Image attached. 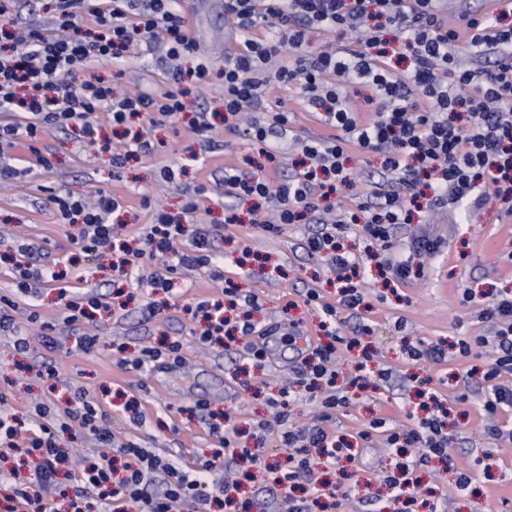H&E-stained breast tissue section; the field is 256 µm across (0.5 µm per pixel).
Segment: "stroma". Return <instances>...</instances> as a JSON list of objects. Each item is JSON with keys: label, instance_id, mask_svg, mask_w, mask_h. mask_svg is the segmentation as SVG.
Segmentation results:
<instances>
[{"label": "stroma", "instance_id": "stroma-1", "mask_svg": "<svg viewBox=\"0 0 512 512\" xmlns=\"http://www.w3.org/2000/svg\"><path fill=\"white\" fill-rule=\"evenodd\" d=\"M177 9L186 18L190 35L204 48L211 68L222 69L229 52L238 46L224 19V0H178ZM266 105L269 110L291 114V135L281 141L286 153H293L295 139L328 133L312 114L304 112L294 90H270ZM184 127L181 121L154 127L153 140L167 142L168 151L130 160L118 172L112 169V148L123 136L106 122L91 144L84 142L75 127L50 131L42 140L48 160L44 167H27L23 159L29 151L24 147L1 153L18 174L0 186V295L14 298L17 325L28 336L30 347L17 352L12 336L0 335V393L6 394L12 412L22 419L35 404L44 401L62 407L80 390L117 409L124 400H137L144 418L133 428V435L159 457L191 468L198 460L210 458L217 440L203 422L184 415V408L195 400H206L213 409L235 412L243 429L269 419L272 410L266 395L297 381L303 365L301 351L286 342L289 327L311 336L318 333L320 312L305 304L304 289H319L325 301L334 303L339 299V283L322 257L304 248L306 237L318 231V224H285L278 233L269 234L255 225L250 202L225 196V164L245 165L253 154L243 130L218 122L210 131L190 136L184 134ZM167 168L173 170V180L164 178ZM65 191L88 197L100 192L119 196L124 206L120 233L133 243L154 219L153 209L142 206L143 197L162 203L176 216L182 214L188 198H196L199 210L192 219L216 235L221 247L216 264L181 271L177 280L181 293L175 305L166 306L165 294L141 286L137 273L118 276L112 269V255L99 258L83 251L79 226L65 225L52 201L53 195ZM229 206L237 213L238 223L225 224ZM420 226L430 229L441 242L423 277L389 283L378 274L374 260L367 259L363 303L358 311L341 314L344 336H354L359 323L371 325V366L392 371L389 382L374 380L365 389H351L348 405L336 413L335 432L358 446L363 473L359 480L344 478L349 498L343 510L392 512L388 502L378 499L368 479L392 469L397 457L379 440L365 442L358 434L375 417L400 429L411 426L416 410L415 379L436 380L453 372L458 380L447 395L454 461L470 466L489 452L498 463L490 471H476L464 492L456 490L452 470L438 462L424 466L421 477L426 486L445 496L446 512H512V441L490 434L483 411L485 391L466 377L472 365L484 362V350L473 347L468 356L444 365H416L402 353L407 339L428 346L486 334L490 324L486 313L494 296L512 290V213L506 204L495 201L469 210L462 220L454 205H428L413 223L395 228L396 243H403ZM22 241L30 246L27 260L32 267L66 272L63 284L41 282L34 293L16 295L7 257ZM247 247L255 258L242 270L236 260ZM218 271L234 279L243 293L257 295L261 305L253 314L254 340L264 346L266 358L247 388L241 384L239 352L201 351L195 324L185 311L186 305L220 291L222 280L214 277ZM465 288L474 295L467 304L461 301ZM87 293L103 295L110 309L89 323H65L66 295ZM153 304L160 306V313L150 312ZM33 311L55 323L54 346H45L39 326L28 324L27 316ZM398 321L403 322V331H395ZM84 333L99 336V345L88 353L72 351L73 337ZM164 335L182 340L188 362L185 369L127 370L112 349L113 344H124L132 356ZM50 362L59 370L54 380L44 370Z\"/></svg>", "mask_w": 512, "mask_h": 512}]
</instances>
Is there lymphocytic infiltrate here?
<instances>
[{"mask_svg": "<svg viewBox=\"0 0 512 512\" xmlns=\"http://www.w3.org/2000/svg\"><path fill=\"white\" fill-rule=\"evenodd\" d=\"M57 34L39 27L24 34L0 25V112L11 121L0 123V146L25 143L36 162L46 164L38 144L52 128L79 126L92 134L96 115L106 111L116 126L134 133L112 151V166L124 168L138 155L159 152L158 143L145 138L142 122L158 125L185 110V80L202 85L218 83L224 89V124L245 125L254 151L264 164L250 172L229 166L224 185L230 196L274 202L275 220L265 224H308L316 220L322 201L352 189L355 181L348 168L350 150L372 152L379 158L383 177L395 182L392 190L375 189L370 200L357 203L351 223L361 225L372 243L385 255L379 268L396 280L422 277L425 262L440 242L428 231L411 238L404 257L389 255L391 231L408 224L425 193L435 203L451 200L466 207H482L490 200L512 202V26L502 15L471 18L465 30L449 27L435 7V0H224V14L237 33L239 47L224 67L209 68L195 39L186 29L176 0H53ZM272 27V36L258 37L257 29ZM340 31L352 36L355 47L345 53L313 48L311 34ZM465 47L470 65L457 52ZM162 53L173 85L159 94L120 92L113 79L94 70L97 61L122 65L138 49ZM195 66L183 70V60ZM294 88L304 111L331 128L329 137L301 138L297 148L302 167H283L274 131H287V113L264 116L268 86ZM367 90L365 104H357L352 89ZM53 202L62 219L81 227L83 250L89 254L124 251L123 266L144 267L145 259L167 255L174 262L165 272L149 277L154 290L173 293L178 269L211 264L218 249L213 235L198 233L189 250H181L182 223L155 208L154 221L142 240V248L125 247L111 223L120 212L117 196L99 194L95 202L72 192L55 195ZM342 225L326 224L305 240L306 251L324 254L329 269L343 282L338 303L323 301L318 289L305 292V301L321 308L319 330L325 340L313 346L312 363L302 373L296 389H280L271 404L274 421L257 424L253 447L241 446L233 413L212 423L218 447L211 458L192 469L148 451L134 437H117L110 426L111 413L96 399L78 395L72 406L56 412L39 403L27 421L0 411V458L14 459L9 471L0 470V484L7 488L6 512H176L193 506L205 512L211 501H220L224 512H247L237 500V481L217 479L224 458H231L243 478L264 479L279 489L288 512H336L341 482L318 480L316 464L336 466L352 457L350 446L326 430L348 397L337 387V349L358 345V337L340 335L337 325L342 310L358 309L362 302L360 262L337 243ZM257 307L256 295H239L233 280H225L219 295L196 301L195 315L206 323L198 345H243L249 359L261 362L265 355L253 342L255 326L246 322L233 327L227 312L238 302ZM494 331L474 341L459 340V355L471 346L490 348L480 381L485 386L484 411L496 415L512 410V291L498 293L490 307ZM185 360L179 338L166 337L144 347L129 360L135 371L174 369ZM432 404L426 416L402 431L388 427L386 419H372L361 431L363 440L373 434L384 438L388 449L408 446L414 454L398 474L380 476L378 482L398 505L397 512H415L419 501L418 469L430 459L451 460L448 410L437 387L421 392ZM307 399L318 407V422L294 426L287 407ZM95 441L99 454L92 462L75 466L72 450L59 447L58 431L70 422ZM288 448L285 462H268L269 434ZM67 482H59V473Z\"/></svg>", "mask_w": 512, "mask_h": 512, "instance_id": "f902f5d3", "label": "lymphocytic infiltrate"}]
</instances>
